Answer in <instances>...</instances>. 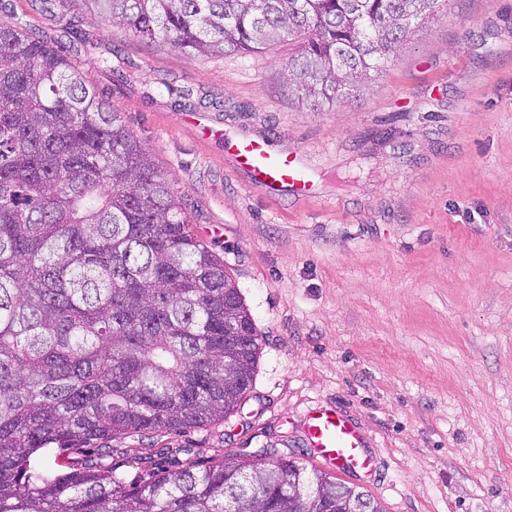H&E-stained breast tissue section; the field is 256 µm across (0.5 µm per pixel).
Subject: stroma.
<instances>
[{"instance_id":"obj_1","label":"stroma","mask_w":512,"mask_h":512,"mask_svg":"<svg viewBox=\"0 0 512 512\" xmlns=\"http://www.w3.org/2000/svg\"><path fill=\"white\" fill-rule=\"evenodd\" d=\"M120 112L223 258L262 348L237 413L72 451L136 484L137 458L305 461L308 411L344 412L374 458L348 475L384 512H512V0H451L352 95L313 106L280 41L203 56L146 44L88 0H0ZM266 137L315 193L269 198L224 154Z\"/></svg>"}]
</instances>
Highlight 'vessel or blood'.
I'll return each instance as SVG.
<instances>
[{
	"label": "vessel or blood",
	"instance_id": "1",
	"mask_svg": "<svg viewBox=\"0 0 512 512\" xmlns=\"http://www.w3.org/2000/svg\"><path fill=\"white\" fill-rule=\"evenodd\" d=\"M224 151L253 182L270 193H278L284 188L297 196L312 193V184L303 176L298 157L272 152L265 139H230L225 141ZM304 436L313 458L323 464L347 474L369 473L374 468L363 436L335 408L311 410L305 420Z\"/></svg>",
	"mask_w": 512,
	"mask_h": 512
}]
</instances>
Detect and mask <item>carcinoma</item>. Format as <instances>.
Segmentation results:
<instances>
[{
  "instance_id": "carcinoma-1",
  "label": "carcinoma",
  "mask_w": 512,
  "mask_h": 512,
  "mask_svg": "<svg viewBox=\"0 0 512 512\" xmlns=\"http://www.w3.org/2000/svg\"><path fill=\"white\" fill-rule=\"evenodd\" d=\"M146 42L207 55L290 39L289 81L348 93L449 0H93ZM169 179L66 56L0 21V512H382L336 476L265 448L201 470L94 463L55 475L54 444L185 433L236 411L260 338L189 229Z\"/></svg>"
}]
</instances>
